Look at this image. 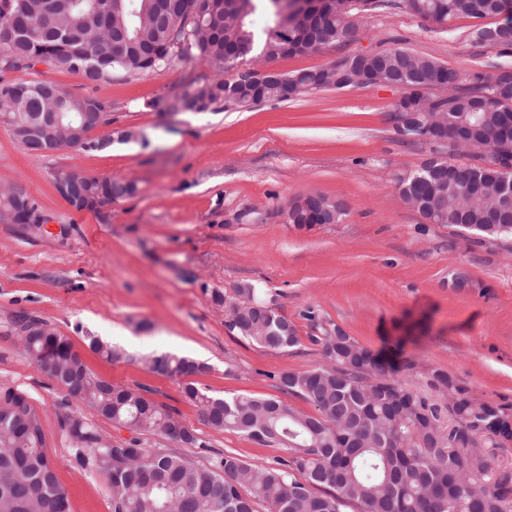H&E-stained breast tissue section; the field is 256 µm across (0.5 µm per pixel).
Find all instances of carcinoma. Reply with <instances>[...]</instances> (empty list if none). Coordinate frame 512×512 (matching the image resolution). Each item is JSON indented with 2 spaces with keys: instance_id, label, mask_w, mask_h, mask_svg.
I'll use <instances>...</instances> for the list:
<instances>
[{
  "instance_id": "1",
  "label": "carcinoma",
  "mask_w": 512,
  "mask_h": 512,
  "mask_svg": "<svg viewBox=\"0 0 512 512\" xmlns=\"http://www.w3.org/2000/svg\"><path fill=\"white\" fill-rule=\"evenodd\" d=\"M296 0H110L100 16L96 0H54L53 23L40 19V0H0V28L9 27L15 40L0 44L38 64L60 65L81 72L90 81L125 73L155 71L169 62L200 59L221 70L215 79L190 83L175 97L197 112L216 105L248 108L265 101H284L285 85L294 95L319 89L323 69L297 73L246 71L227 76L248 57L271 62L281 56L319 53L350 41L357 0H335L321 10L295 8ZM415 15L437 24L457 17L494 18L512 10V0H405ZM264 10L263 28L253 15ZM497 27L473 32L476 43L512 51L508 37L493 39ZM189 38L188 50L170 58L176 36ZM331 72L333 88L356 87L352 67L403 90L404 101L418 112L446 115L448 127L469 144L482 142L489 151L482 165L454 161L456 149L432 156L401 181V195L414 200L418 211L441 224L460 226L477 236L512 237V212L497 210L493 192L512 181V130L499 129L501 114H512V74L466 76L403 47L342 58ZM457 85L441 97L434 91ZM54 83L0 81V117L7 119L24 148V124L37 125L54 110L78 115L104 112L106 105L91 96L68 94L58 101L49 95ZM121 178H91L83 189L126 191ZM0 208L13 211L26 224L36 212L13 189H0ZM308 225L327 217L338 222L341 202L319 193L301 196L293 205ZM224 307L227 326L238 336L270 350L300 343L288 318L255 298V289L239 288L236 296L213 294ZM21 344L45 374L66 395L114 424L136 434L132 447L122 448L97 434L79 417L61 420L73 444L74 458L85 470L99 472L112 495V512H345L357 504L363 512H512V467L494 465L480 448L479 435L503 415L491 404L468 394L443 371H431L430 385L446 402L421 396L393 377L387 363L344 330L314 336L327 363L314 369L283 372L281 390L308 403L306 413L273 398L247 395L214 397L194 384L183 385L184 397L195 403L208 425L276 445L286 456L260 465L232 453L197 462L168 448H146L139 436H166L173 416L142 392L95 378L69 340L40 331L37 322L18 319ZM91 350L108 359L121 357L96 336ZM152 372L185 376L198 369L174 354L146 355ZM20 408L26 420H0V512H68V497L57 494L56 468L44 448L41 419L20 391L0 389V406Z\"/></svg>"
}]
</instances>
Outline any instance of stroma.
<instances>
[{
  "label": "stroma",
  "instance_id": "obj_1",
  "mask_svg": "<svg viewBox=\"0 0 512 512\" xmlns=\"http://www.w3.org/2000/svg\"><path fill=\"white\" fill-rule=\"evenodd\" d=\"M392 2L358 10L350 42L278 58L271 69H319L392 46L462 74L512 67V54L474 41L473 20L439 26L410 13L404 0ZM217 75L202 60L95 82L44 64L0 71V80H50L105 102L112 124L94 139L121 129L137 134L102 150L37 154L0 124V186H20L44 218L38 226L0 221V387L23 392L39 413L70 512H112V501L103 478L76 466L60 416L81 415L116 446L131 434L67 400L27 357L21 314L66 336L93 375L141 389L200 440L195 447L146 435L145 446L200 461L229 452L267 464L281 450L211 428L185 399L184 381L213 396L302 407L276 376L321 365L311 339L338 328L391 354L394 375L418 394L430 391L428 371L440 369L512 414V240L426 223L404 203L399 181L432 147L398 133L393 109L401 90L325 89L205 112L151 106ZM65 169L122 178L135 190L101 211H78L55 187L54 173ZM309 192L342 201L340 222L310 233L289 224L288 203ZM244 286L295 325L299 346L269 350L225 326L212 295ZM90 333L121 358L93 352ZM162 350L195 361L198 372L186 380L148 371L142 356Z\"/></svg>",
  "mask_w": 512,
  "mask_h": 512
}]
</instances>
